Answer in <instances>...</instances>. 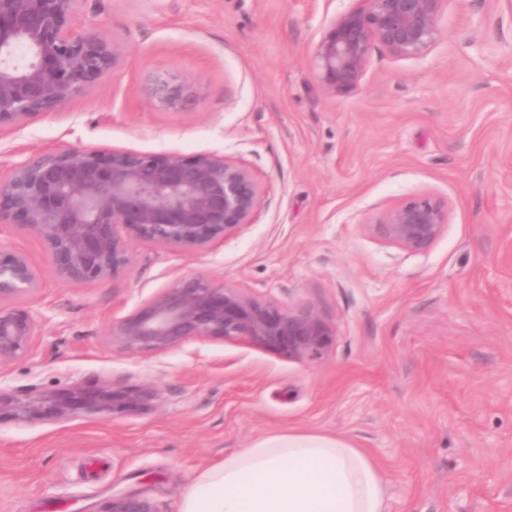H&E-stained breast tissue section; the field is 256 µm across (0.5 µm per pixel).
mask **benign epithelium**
Instances as JSON below:
<instances>
[{
    "label": "benign epithelium",
    "instance_id": "1",
    "mask_svg": "<svg viewBox=\"0 0 512 512\" xmlns=\"http://www.w3.org/2000/svg\"><path fill=\"white\" fill-rule=\"evenodd\" d=\"M82 0H0V131L63 109L86 86L117 69L122 48L76 22ZM333 16L313 61L329 94L357 88L374 49L425 56L441 36L445 0H354ZM25 55L17 57L19 48ZM152 95L180 111L194 96L174 75L154 79ZM261 186L252 169L216 153L132 152L81 146L35 151L0 177V223L38 237L55 274L98 284L128 272L132 240L195 252L252 223ZM448 204L430 193L379 211L374 230L388 243L426 254L448 224ZM42 286L22 251L0 245V370L28 355L43 320L14 305ZM336 336L314 305L285 308L203 273L183 275L112 322L110 342L132 353L166 352L191 338L245 342L288 359H313ZM148 383L114 389L79 384L65 393L18 398L0 392V416L14 420L112 415L151 409ZM101 512H160L142 491L112 497Z\"/></svg>",
    "mask_w": 512,
    "mask_h": 512
}]
</instances>
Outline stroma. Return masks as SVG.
Instances as JSON below:
<instances>
[{
    "label": "stroma",
    "instance_id": "35a3bbf8",
    "mask_svg": "<svg viewBox=\"0 0 512 512\" xmlns=\"http://www.w3.org/2000/svg\"><path fill=\"white\" fill-rule=\"evenodd\" d=\"M352 4L83 0L79 24L120 41L124 62L0 136V170L71 145L215 152L249 165L262 193L237 233L195 253L131 242L130 271L101 284L59 280L38 238L0 228V245L43 271L17 304L45 321L0 391L160 393L119 419H1L0 512H102L138 488L179 512L199 471L288 433L372 454L387 512H512V0H445L428 55L374 50L360 86L331 95L313 48ZM162 73L191 81L186 112L152 96ZM423 192L450 207L427 254L368 229ZM195 272L319 306L335 339L305 360L205 339L164 353L107 344L113 320Z\"/></svg>",
    "mask_w": 512,
    "mask_h": 512
}]
</instances>
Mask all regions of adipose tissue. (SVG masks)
Segmentation results:
<instances>
[{
  "label": "adipose tissue",
  "instance_id": "obj_1",
  "mask_svg": "<svg viewBox=\"0 0 512 512\" xmlns=\"http://www.w3.org/2000/svg\"><path fill=\"white\" fill-rule=\"evenodd\" d=\"M180 512H386L375 458L344 439L288 434L201 471Z\"/></svg>",
  "mask_w": 512,
  "mask_h": 512
}]
</instances>
